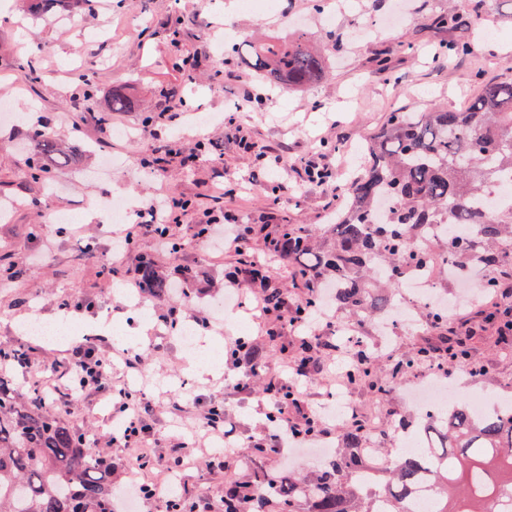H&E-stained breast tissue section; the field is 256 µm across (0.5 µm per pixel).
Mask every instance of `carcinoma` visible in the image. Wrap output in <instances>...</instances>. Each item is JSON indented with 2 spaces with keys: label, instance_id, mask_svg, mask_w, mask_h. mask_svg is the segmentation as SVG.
Here are the masks:
<instances>
[{
  "label": "carcinoma",
  "instance_id": "1",
  "mask_svg": "<svg viewBox=\"0 0 512 512\" xmlns=\"http://www.w3.org/2000/svg\"><path fill=\"white\" fill-rule=\"evenodd\" d=\"M251 72L301 87L323 72L322 58L299 41H269L253 49ZM31 139L62 159L69 154L39 129ZM368 165L345 190L336 222L322 231L281 224L269 251L296 264L293 284L313 293L335 288L337 306L365 318L391 306L389 292L412 269L434 273L455 266L480 271L481 289L512 258V206L488 200L506 171L512 172V82H490L461 111L438 105L424 112H393L367 144ZM140 291L157 298L170 290L153 263L139 267ZM465 330L448 347L446 366L474 360ZM350 359V376L374 395L390 392L379 360L364 350L336 344ZM241 389L251 384L262 354L240 353ZM420 348L391 369L396 377L426 362ZM345 447L358 448L367 435L351 420L342 425ZM427 444L371 475L347 453L326 462L317 477L284 471L260 483L224 493L222 512H411L422 486L435 512H502L512 504V416L480 415L465 404L430 419ZM112 487V459L89 446L85 433L52 411L50 397L24 398L0 374V512H119Z\"/></svg>",
  "mask_w": 512,
  "mask_h": 512
}]
</instances>
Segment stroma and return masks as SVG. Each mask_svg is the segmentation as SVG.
I'll return each mask as SVG.
<instances>
[{"label":"stroma","instance_id":"stroma-1","mask_svg":"<svg viewBox=\"0 0 512 512\" xmlns=\"http://www.w3.org/2000/svg\"><path fill=\"white\" fill-rule=\"evenodd\" d=\"M224 2L100 0L96 10L76 8L58 16L36 14L34 0H9L0 10V103L10 105L0 111V201L10 205L0 219V268L10 263L17 271L0 288V348L28 353L25 364L11 369L20 393L30 392L41 370L65 385L73 342L51 345L20 335L17 325L52 320L66 300L77 304L83 322L108 314L133 336L129 355L142 360L131 369L113 359L111 378L150 401L146 422L157 460L191 454L194 465L181 472V492L203 510L230 486L285 469L269 447L272 401L257 387L239 391L224 385L225 375L240 370L232 352L242 335L264 355L260 378L297 389L293 417L320 418L321 440L334 447L340 444L339 422L322 411L336 393L332 372L346 366L333 348L336 338L371 349L387 363L419 348L441 353L448 347L447 330L418 326L384 336L377 322L338 307L308 326L294 324L297 302L308 291L293 287L291 264L269 253L263 227L316 230L329 223L359 169L352 153L390 113L422 112L434 103L459 111L485 83L512 79V0H336L330 25L321 23L317 0H277V9L264 15L229 9ZM451 14L456 23L445 25ZM303 31L307 48L324 57L325 72L269 100V81L253 76L236 49L272 35L294 39ZM455 44L465 46V53L450 54ZM187 58L194 68L184 67ZM77 70L87 74L91 90L72 81ZM116 90L133 100V111L112 112ZM76 110L113 114L114 126L74 119ZM40 125L71 155L64 167L47 162V192L33 181L26 152L31 129ZM148 127L158 130L159 139L134 142L119 135ZM208 138L220 144V152L196 149L197 141ZM310 157L329 167L326 183L307 181L296 168V161ZM254 173L261 176L256 187L247 183ZM219 177L226 223L256 227L247 241L249 253L283 300L271 316L251 320L245 333L238 328L240 313L221 319L212 308L230 291L228 279L239 276V265L234 250L216 254L201 248L196 233L206 221L202 210L183 212L173 226L178 251L159 248L142 233L128 253L113 255L112 273L96 260L124 239L119 224L102 220L107 208L121 204L122 222L134 224L156 188L192 199ZM59 212L74 214L77 224L53 223ZM145 258L175 286L151 300L146 319L126 299ZM185 265L196 268L195 279L180 277ZM172 307L179 310L175 326L168 316ZM185 324L221 347L224 376L203 381L188 372L189 355L178 340ZM274 324L281 331L272 341L267 329ZM307 337L318 343L317 358L331 371L298 380L290 366ZM471 348L481 374L455 367L443 376L457 387L458 402L474 395L512 402V344L500 343L488 330L477 332ZM423 374L415 368L398 375L393 392L381 398L367 386H354L348 414L377 410L379 444L389 448L394 425L412 429L420 422L404 392ZM214 405L224 408L235 462L216 458L210 437L198 428ZM53 408L92 439L121 426L105 389L89 388L71 402L54 401Z\"/></svg>","mask_w":512,"mask_h":512}]
</instances>
